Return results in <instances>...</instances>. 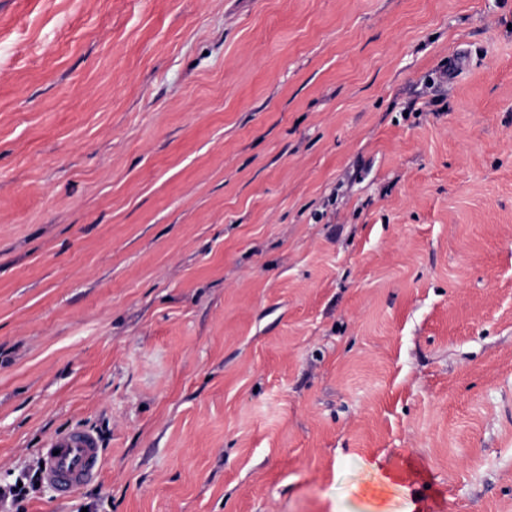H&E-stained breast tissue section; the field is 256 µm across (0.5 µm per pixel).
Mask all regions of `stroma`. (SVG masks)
I'll return each instance as SVG.
<instances>
[{
    "instance_id": "obj_1",
    "label": "stroma",
    "mask_w": 512,
    "mask_h": 512,
    "mask_svg": "<svg viewBox=\"0 0 512 512\" xmlns=\"http://www.w3.org/2000/svg\"><path fill=\"white\" fill-rule=\"evenodd\" d=\"M18 483L0 512H512V0H0ZM59 450L57 455L53 451ZM41 474L61 497L97 478L101 450L97 437L88 430L73 428L48 438L41 450Z\"/></svg>"
}]
</instances>
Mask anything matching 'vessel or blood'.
I'll return each instance as SVG.
<instances>
[{"instance_id": "vessel-or-blood-1", "label": "vessel or blood", "mask_w": 512, "mask_h": 512, "mask_svg": "<svg viewBox=\"0 0 512 512\" xmlns=\"http://www.w3.org/2000/svg\"><path fill=\"white\" fill-rule=\"evenodd\" d=\"M41 474L60 496L97 478L101 450L97 437L88 430L73 428L48 438L41 450Z\"/></svg>"}]
</instances>
